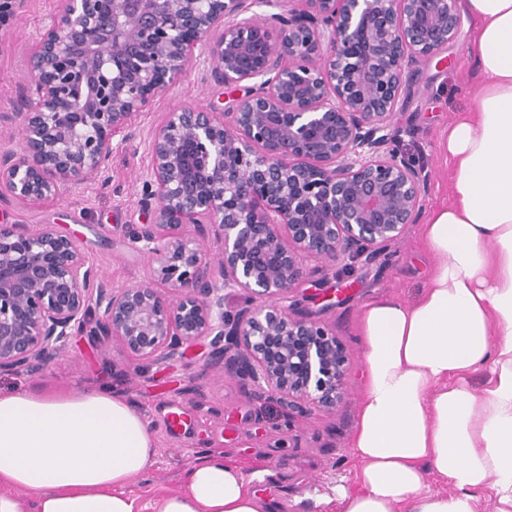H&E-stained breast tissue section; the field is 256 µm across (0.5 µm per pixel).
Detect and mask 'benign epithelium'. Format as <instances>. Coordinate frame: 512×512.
I'll return each instance as SVG.
<instances>
[{
  "mask_svg": "<svg viewBox=\"0 0 512 512\" xmlns=\"http://www.w3.org/2000/svg\"><path fill=\"white\" fill-rule=\"evenodd\" d=\"M26 5L0 0V30ZM463 25L460 0H63L27 57L22 147L0 152L13 197L111 187L135 118L199 61L230 106H186L149 134L139 204L151 222L126 227L149 261L136 285L112 288L52 224H0V373L37 376L78 336L148 365L207 339L255 398L291 417L336 410L347 351L284 303L304 258L370 264L418 220L427 179L390 149L391 119L411 66ZM232 292L248 299L234 312Z\"/></svg>",
  "mask_w": 512,
  "mask_h": 512,
  "instance_id": "1",
  "label": "benign epithelium"
}]
</instances>
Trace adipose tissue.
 <instances>
[{
	"label": "adipose tissue",
	"instance_id": "1",
	"mask_svg": "<svg viewBox=\"0 0 512 512\" xmlns=\"http://www.w3.org/2000/svg\"><path fill=\"white\" fill-rule=\"evenodd\" d=\"M464 9L476 106L443 142L450 199L420 228L432 259L420 297L360 310V470L334 487L339 512H478L485 491L512 512V0ZM157 456L144 413L111 389L0 390V512H275L220 452L189 468L186 492L142 505L132 486Z\"/></svg>",
	"mask_w": 512,
	"mask_h": 512
}]
</instances>
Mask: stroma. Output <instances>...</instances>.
Masks as SVG:
<instances>
[{
	"label": "stroma",
	"instance_id": "1",
	"mask_svg": "<svg viewBox=\"0 0 512 512\" xmlns=\"http://www.w3.org/2000/svg\"><path fill=\"white\" fill-rule=\"evenodd\" d=\"M60 6L61 0H28L10 28L0 32V150L20 146L18 123L7 115L22 108L30 80L26 52ZM471 35V24H464L459 38L438 58L413 67L404 103L392 118L396 149L429 175V209L448 198L451 164L439 143L455 116L474 105L477 77L468 52ZM208 103L224 105V86L200 65L138 117L131 146L112 156L111 188L103 190L94 183L69 186L55 201L38 205L0 189V224H52L63 233L78 234L83 251L113 287L137 284L148 274V259L131 249L125 227L149 221L139 205L140 175L149 162L143 141L165 113ZM306 267L307 275L293 293L297 312L326 323L350 352L347 397L334 412L317 411L289 424L278 405L254 400L237 380L210 366L200 350L147 368L118 342L87 336L73 340L38 376L0 373V388L107 385L146 411L154 421L159 456L147 480L134 487L142 500L186 491L189 467L199 456L220 451L226 462L253 475V490L278 499L280 512H336L335 504L317 508L313 500L330 494L336 484L354 485L359 470L349 448L363 374V348L356 332L359 309L380 294L415 300L427 280L430 258L413 224L392 248L388 263L366 277L347 274L341 259H311ZM173 411L185 413L186 419L171 429L166 421Z\"/></svg>",
	"mask_w": 512,
	"mask_h": 512
}]
</instances>
